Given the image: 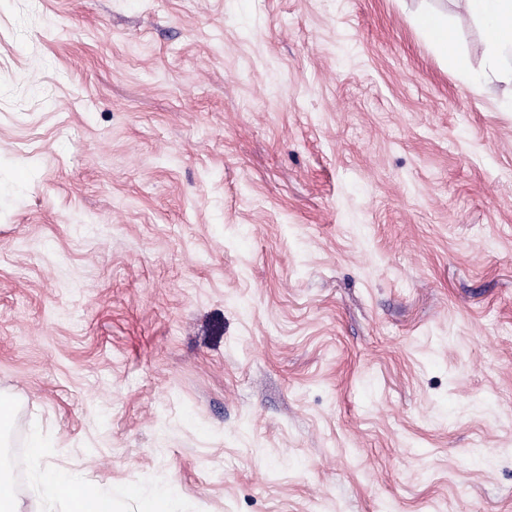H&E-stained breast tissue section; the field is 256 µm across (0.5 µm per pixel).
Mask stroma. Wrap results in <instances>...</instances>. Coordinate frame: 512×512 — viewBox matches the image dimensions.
I'll use <instances>...</instances> for the list:
<instances>
[{"instance_id": "obj_1", "label": "stroma", "mask_w": 512, "mask_h": 512, "mask_svg": "<svg viewBox=\"0 0 512 512\" xmlns=\"http://www.w3.org/2000/svg\"><path fill=\"white\" fill-rule=\"evenodd\" d=\"M447 15L468 70L418 28ZM462 0H0V477L174 512H512V112ZM33 490L37 501L45 507H53L65 497L68 500L69 512H112L116 510L112 492L102 491L83 481L75 474L56 470L43 464L42 439L39 433L31 438ZM131 496H135L142 503L144 512H173L167 509L171 503L172 497L166 485L155 487L150 490L139 489L131 491Z\"/></svg>"}]
</instances>
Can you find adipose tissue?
I'll return each instance as SVG.
<instances>
[{
	"instance_id": "1",
	"label": "adipose tissue",
	"mask_w": 512,
	"mask_h": 512,
	"mask_svg": "<svg viewBox=\"0 0 512 512\" xmlns=\"http://www.w3.org/2000/svg\"><path fill=\"white\" fill-rule=\"evenodd\" d=\"M468 13L480 24L483 32L482 53L485 65L481 71L472 73V84L480 85L495 80L508 86L509 92L503 106L512 111V0H463ZM419 27L435 45L438 53L449 63L462 64L461 54L454 34L448 28V20L438 14H425L418 19ZM33 490L37 501L46 507L67 502L68 512H114L111 495L90 484L77 475L56 470L43 463V448L40 434L31 438Z\"/></svg>"
}]
</instances>
